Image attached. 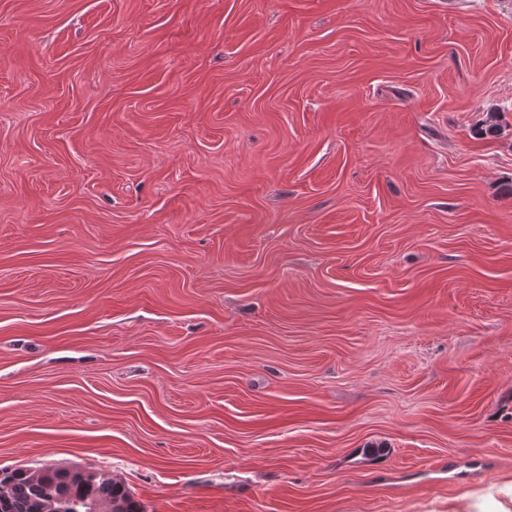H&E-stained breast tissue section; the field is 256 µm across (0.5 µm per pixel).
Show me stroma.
Wrapping results in <instances>:
<instances>
[{
    "mask_svg": "<svg viewBox=\"0 0 512 512\" xmlns=\"http://www.w3.org/2000/svg\"><path fill=\"white\" fill-rule=\"evenodd\" d=\"M47 464L143 512L512 483V0H0V468Z\"/></svg>",
    "mask_w": 512,
    "mask_h": 512,
    "instance_id": "35a3bbf8",
    "label": "stroma"
}]
</instances>
